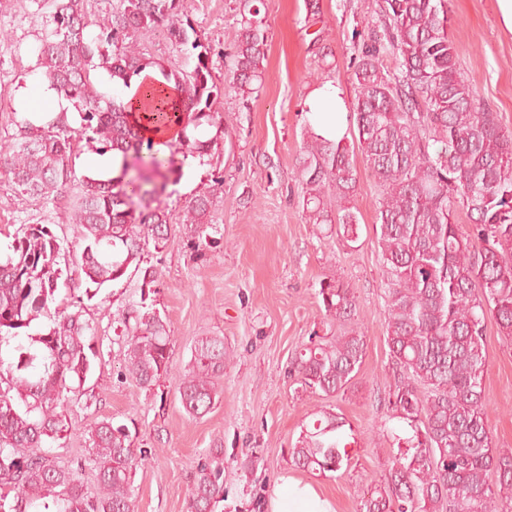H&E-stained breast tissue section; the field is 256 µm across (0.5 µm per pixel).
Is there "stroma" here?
<instances>
[{
	"label": "stroma",
	"mask_w": 512,
	"mask_h": 512,
	"mask_svg": "<svg viewBox=\"0 0 512 512\" xmlns=\"http://www.w3.org/2000/svg\"><path fill=\"white\" fill-rule=\"evenodd\" d=\"M198 33L212 45L216 77L232 52L230 33L241 0H194ZM368 0H265V78L249 100L227 93L217 112L232 116L224 150L212 164L188 159L184 174L160 201L170 213L172 241L150 253L164 283L156 306L172 336L171 372L145 390L121 374L113 345V323L124 314L132 287L118 282L85 299V282L64 290L68 300L83 297L84 316L96 328L101 360L85 385L88 401H75L74 429L58 449L77 461L91 446L90 431L105 417L127 425L138 446L158 449L139 462L133 487L136 512H187L193 478L210 448L224 450V491L214 512H268L282 477L311 484L334 512H360L370 481L386 477L396 448L382 436L389 427L388 395L394 374L386 338V306L380 256L375 244L380 188L353 161L359 182L351 199L362 225L358 247L343 244L329 230L308 222L301 204V158L307 118L303 103L319 83L336 87L346 106L354 104L351 81L354 43L363 31ZM33 0H0V30L11 37L0 46V139L15 131L11 120L39 85L33 49L40 34ZM449 35L460 68L486 105L512 131V34L501 24L497 0H448ZM224 183L214 200L212 246L197 251L181 222L182 208L211 174ZM46 224L65 242L79 234L70 222L68 197L46 204L19 197L0 171V251L17 228ZM341 277L358 304V330L367 346L353 384L326 398L302 394L292 363L312 334L332 336L317 296L323 280ZM219 336L230 361L223 394L205 416H190L178 392L200 337ZM484 373L488 424L496 448L512 452V343L487 322ZM327 408L342 414L355 442L346 470L333 476L297 469L288 449L311 415Z\"/></svg>",
	"instance_id": "obj_1"
}]
</instances>
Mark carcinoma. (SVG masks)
Wrapping results in <instances>:
<instances>
[{
	"label": "carcinoma",
	"mask_w": 512,
	"mask_h": 512,
	"mask_svg": "<svg viewBox=\"0 0 512 512\" xmlns=\"http://www.w3.org/2000/svg\"><path fill=\"white\" fill-rule=\"evenodd\" d=\"M42 36L34 49L40 79L65 101L47 121H14L0 147L18 196L57 200L70 192L71 223L81 228L68 263L46 224H23L0 253V512H135L133 469L157 456L135 445L125 424L96 423L85 461H64L53 443L73 430L69 394L83 395L100 351L81 301L59 309L63 287L78 278L100 290L137 277L135 295L113 327L125 374L153 390L171 370L169 323L156 308L163 286L148 247L170 243L169 215L157 197L183 176L188 158H214L229 131L213 110L229 89L247 99L262 81L267 35L264 0H246L224 81L213 75L214 50L194 26L190 0H116L99 17L94 0H34ZM448 0H372L355 57V92L347 136L329 140L313 129L303 143V209L311 224H334L346 243L361 236L351 206L363 156L383 187L375 242L387 298L386 344L397 374L389 393L386 437L398 452L384 480L370 485L362 512H512V453L495 447L488 425L484 336L487 320L512 341V132L501 126L461 71L449 37ZM163 30L187 62L168 68L137 37ZM390 54L394 70L383 66ZM156 70L149 125L179 127L161 157L123 103L102 90L105 79L130 87ZM212 130L191 139L188 126ZM118 152L122 165L105 180L76 175L78 143ZM213 185L193 195L185 223L202 239L210 228ZM466 211L469 224L454 222ZM324 317L350 325L343 334L313 335L293 363L301 392L334 397L352 384L366 339L352 327L357 304L339 278L320 283ZM51 321L45 330L34 326ZM24 332L23 341L10 338ZM224 340L195 346L178 392L194 417L220 398ZM289 449L296 468L320 474L348 467L347 421L314 413ZM96 470V487L81 478ZM496 482H487L488 473ZM224 449L213 448L193 480L188 512H213L223 491Z\"/></svg>",
	"instance_id": "1"
}]
</instances>
